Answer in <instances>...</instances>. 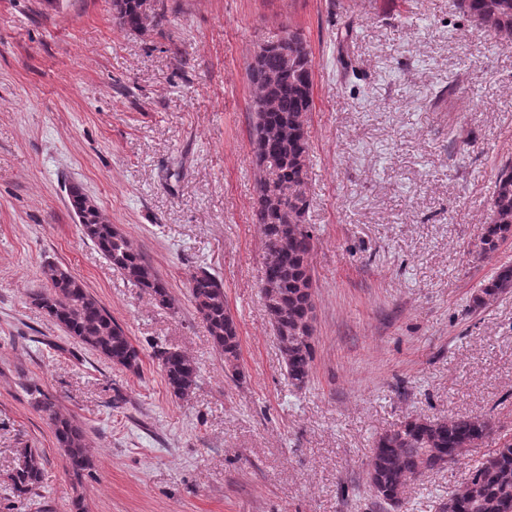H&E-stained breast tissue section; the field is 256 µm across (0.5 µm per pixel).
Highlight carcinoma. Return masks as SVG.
Listing matches in <instances>:
<instances>
[{
  "label": "carcinoma",
  "instance_id": "1",
  "mask_svg": "<svg viewBox=\"0 0 512 512\" xmlns=\"http://www.w3.org/2000/svg\"><path fill=\"white\" fill-rule=\"evenodd\" d=\"M459 11L512 44V0H456ZM119 24L142 27L141 0H112ZM256 88L252 101V153L258 171L254 222L262 226L266 261L261 282L271 326L291 384L310 382L314 360V280L309 256L314 240L306 224L308 114L313 109L314 60L309 45L288 32L283 46L261 48L259 67L249 68ZM69 198L83 235L127 279L159 305L170 303L167 282L144 261L130 239L111 224L77 185ZM512 239V162L498 172L490 214L480 238V253L491 256ZM46 285L31 294L32 303L80 343L113 364L137 373L141 353L109 311L68 271L49 266ZM512 289V265L496 268L474 294L473 307L487 305ZM196 313L205 323L213 344L224 358V373L240 377V338L228 309L224 284L202 271L189 284ZM171 395L183 399L196 385L195 362L183 352L160 347L155 351ZM36 408L54 427L58 447L76 478L91 467L84 431L63 416L57 398L39 388L30 390ZM495 433L490 419L460 416L448 420L411 418L375 440L367 483L375 500L391 509L402 504L407 484L424 473L448 466V456L463 457L468 449ZM22 462L13 475L19 496L40 483L41 459L30 448L21 450ZM512 502V439L502 438L481 460L468 466L457 489L440 501L439 512H504Z\"/></svg>",
  "mask_w": 512,
  "mask_h": 512
}]
</instances>
